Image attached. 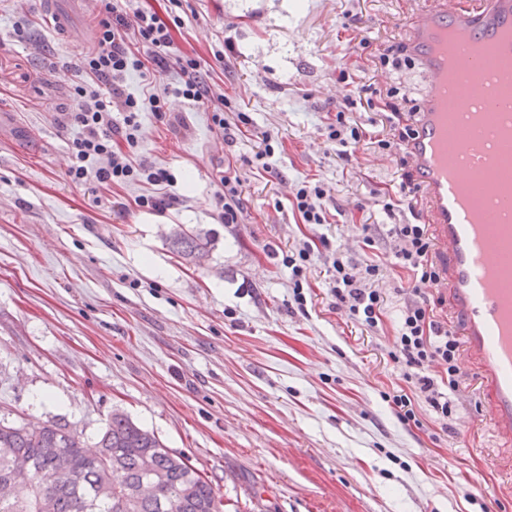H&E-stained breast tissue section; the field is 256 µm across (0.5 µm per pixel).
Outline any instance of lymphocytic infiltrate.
<instances>
[{
    "instance_id": "1",
    "label": "lymphocytic infiltrate",
    "mask_w": 512,
    "mask_h": 512,
    "mask_svg": "<svg viewBox=\"0 0 512 512\" xmlns=\"http://www.w3.org/2000/svg\"><path fill=\"white\" fill-rule=\"evenodd\" d=\"M102 17L98 22L97 44L80 60L74 93L77 109L59 116L60 123L80 127L79 136L70 145L67 176L77 185L145 182L167 186L171 175L166 168L148 160L134 161L139 147V115L150 111L156 117L167 114L166 96L155 92L156 71L164 67L174 45V23L156 13L134 7L133 0H101ZM145 48L139 58L132 44ZM140 71L141 91L130 90L125 82L128 71ZM352 97L336 106V121L329 124L326 138L335 143L341 158L355 155L366 131L361 123L350 120L348 109L357 107ZM392 242L394 268L407 272L415 298L405 301L389 357L402 372L403 386L394 390L390 400L404 423L417 420L414 400L424 398L439 421L452 417L453 393L465 383L457 355L460 342L447 325L437 321L433 310L418 290L437 278L428 261L431 240L426 225L395 224L388 231ZM328 290L337 308L346 310L350 319L376 330L382 328L387 298L378 288L382 272L378 262L363 265L344 256H336Z\"/></svg>"
}]
</instances>
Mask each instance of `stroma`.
I'll list each match as a JSON object with an SVG mask.
<instances>
[{"instance_id":"35a3bbf8","label":"stroma","mask_w":512,"mask_h":512,"mask_svg":"<svg viewBox=\"0 0 512 512\" xmlns=\"http://www.w3.org/2000/svg\"><path fill=\"white\" fill-rule=\"evenodd\" d=\"M431 3L139 0L176 11V55L196 57L213 95L252 120L227 140L207 104L172 96L169 121L141 113L138 156L174 179L175 202L157 213L137 204L156 186L90 191L66 176L79 129L57 117L76 109L73 67L100 0H59L58 27L43 21L45 0H0V419H63L92 448L126 413L209 477L224 512H512V450L477 394L454 395L444 429L424 401L415 426L385 399L401 383L389 352L405 301L387 230L428 221L403 203L416 178L401 138L425 88L409 25ZM362 85L375 122L342 161L322 130ZM267 144L269 170L251 166ZM228 166L242 181L236 224L221 223L214 198ZM307 179L327 192L326 224L292 207ZM386 192L400 202L390 215ZM180 228L206 243L203 265L173 254ZM322 236L331 247L304 271L301 310L282 257ZM339 253L381 259L383 329L336 309Z\"/></svg>"}]
</instances>
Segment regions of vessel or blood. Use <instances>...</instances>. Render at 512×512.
Instances as JSON below:
<instances>
[{"label": "vessel or blood", "mask_w": 512, "mask_h": 512, "mask_svg": "<svg viewBox=\"0 0 512 512\" xmlns=\"http://www.w3.org/2000/svg\"><path fill=\"white\" fill-rule=\"evenodd\" d=\"M425 77L408 155L442 267L434 286L462 317L491 422L512 445V0H437L412 21Z\"/></svg>", "instance_id": "vessel-or-blood-1"}]
</instances>
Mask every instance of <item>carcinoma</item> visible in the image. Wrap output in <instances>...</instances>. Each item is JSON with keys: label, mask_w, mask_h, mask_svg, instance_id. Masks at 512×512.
<instances>
[{"label": "carcinoma", "mask_w": 512, "mask_h": 512, "mask_svg": "<svg viewBox=\"0 0 512 512\" xmlns=\"http://www.w3.org/2000/svg\"><path fill=\"white\" fill-rule=\"evenodd\" d=\"M169 244L183 259L202 264L207 251L199 235L179 229ZM0 483L14 460L28 462L26 484L0 490V512H212V481L188 460L168 451L154 433L114 412L99 451H85L70 424L41 426L0 421Z\"/></svg>", "instance_id": "obj_1"}]
</instances>
